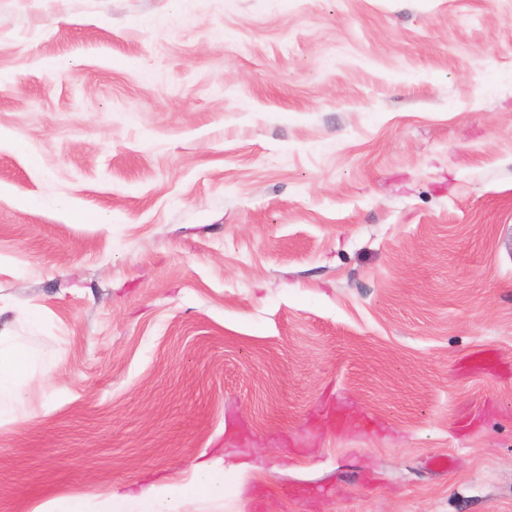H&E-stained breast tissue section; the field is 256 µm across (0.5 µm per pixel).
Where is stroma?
<instances>
[{
	"mask_svg": "<svg viewBox=\"0 0 512 512\" xmlns=\"http://www.w3.org/2000/svg\"><path fill=\"white\" fill-rule=\"evenodd\" d=\"M0 132V512H512V0H0ZM59 207L67 212L71 218L77 223L81 224H109L112 223V217L99 213H89L84 210H79L77 205L72 201H62ZM52 354L44 351L34 355L23 347L10 343L0 336V418L17 413L25 401L20 381L30 368L40 362L49 364ZM214 498L224 496V471L216 463L197 466L191 486L175 482L150 484L138 496L111 491L91 502L83 497L55 499L39 507V512H190L189 504L195 493ZM130 506L132 510H125Z\"/></svg>",
	"mask_w": 512,
	"mask_h": 512,
	"instance_id": "35a3bbf8",
	"label": "stroma"
}]
</instances>
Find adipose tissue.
<instances>
[{"mask_svg":"<svg viewBox=\"0 0 512 512\" xmlns=\"http://www.w3.org/2000/svg\"><path fill=\"white\" fill-rule=\"evenodd\" d=\"M49 352L32 354L23 347L0 338V418L17 413L25 401L22 379L37 363L48 364ZM214 498L224 495V473L214 463L197 466L192 485L175 482L154 483L143 488L138 496L128 497L113 491L98 500L83 497L55 499L39 512H190L194 494Z\"/></svg>","mask_w":512,"mask_h":512,"instance_id":"obj_1","label":"adipose tissue"}]
</instances>
